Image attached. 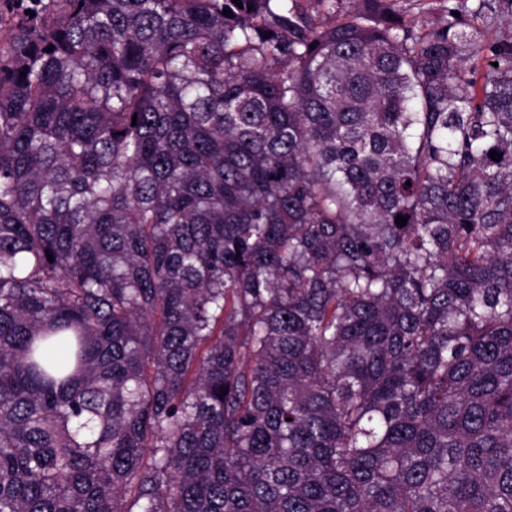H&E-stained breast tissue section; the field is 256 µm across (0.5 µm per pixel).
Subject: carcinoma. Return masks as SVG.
<instances>
[{"instance_id": "obj_1", "label": "carcinoma", "mask_w": 512, "mask_h": 512, "mask_svg": "<svg viewBox=\"0 0 512 512\" xmlns=\"http://www.w3.org/2000/svg\"><path fill=\"white\" fill-rule=\"evenodd\" d=\"M15 2L0 512H512V0Z\"/></svg>"}]
</instances>
